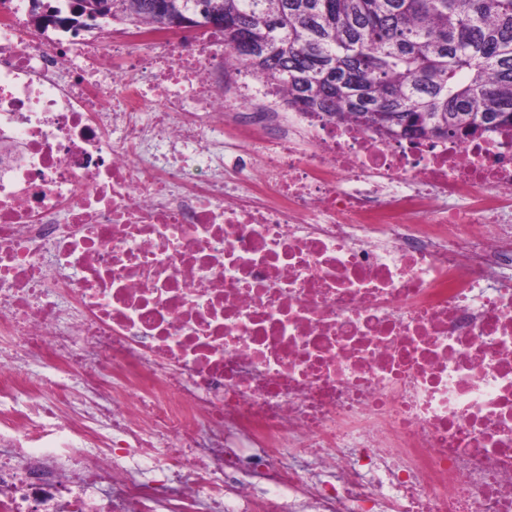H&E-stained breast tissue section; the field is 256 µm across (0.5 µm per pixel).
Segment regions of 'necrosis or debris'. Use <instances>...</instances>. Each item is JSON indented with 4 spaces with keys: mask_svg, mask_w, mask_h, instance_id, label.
Returning <instances> with one entry per match:
<instances>
[{
    "mask_svg": "<svg viewBox=\"0 0 512 512\" xmlns=\"http://www.w3.org/2000/svg\"><path fill=\"white\" fill-rule=\"evenodd\" d=\"M0 0V512H512V129L289 107L217 29Z\"/></svg>",
    "mask_w": 512,
    "mask_h": 512,
    "instance_id": "4bbe7bcc",
    "label": "necrosis or debris"
}]
</instances>
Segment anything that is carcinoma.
<instances>
[{"instance_id": "carcinoma-1", "label": "carcinoma", "mask_w": 512, "mask_h": 512, "mask_svg": "<svg viewBox=\"0 0 512 512\" xmlns=\"http://www.w3.org/2000/svg\"><path fill=\"white\" fill-rule=\"evenodd\" d=\"M119 0L112 18L159 28L186 15L288 105L378 130L453 137L512 128V0ZM246 33L261 52L234 43Z\"/></svg>"}]
</instances>
